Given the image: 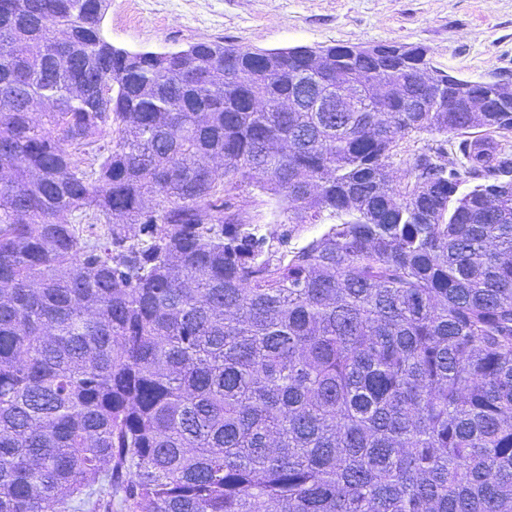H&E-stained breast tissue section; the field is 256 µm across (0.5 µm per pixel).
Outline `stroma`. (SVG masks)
<instances>
[{
    "mask_svg": "<svg viewBox=\"0 0 512 512\" xmlns=\"http://www.w3.org/2000/svg\"><path fill=\"white\" fill-rule=\"evenodd\" d=\"M104 29L129 51L220 38L256 49L422 46L452 74L512 79V0H109Z\"/></svg>",
    "mask_w": 512,
    "mask_h": 512,
    "instance_id": "obj_1",
    "label": "stroma"
}]
</instances>
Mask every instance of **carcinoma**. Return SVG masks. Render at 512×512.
Instances as JSON below:
<instances>
[{"mask_svg":"<svg viewBox=\"0 0 512 512\" xmlns=\"http://www.w3.org/2000/svg\"><path fill=\"white\" fill-rule=\"evenodd\" d=\"M107 8L0 0V512H512V105L419 46L132 53ZM423 131L462 139L393 179ZM243 183L333 223L282 254ZM446 135L438 133L427 132H412L407 135L400 144L399 153L394 156L391 163V169L398 177L402 174L403 166L400 164V159L407 157L409 154L417 153L428 147H437L440 143L446 140Z\"/></svg>","mask_w":512,"mask_h":512,"instance_id":"cac0c4a2","label":"carcinoma"}]
</instances>
